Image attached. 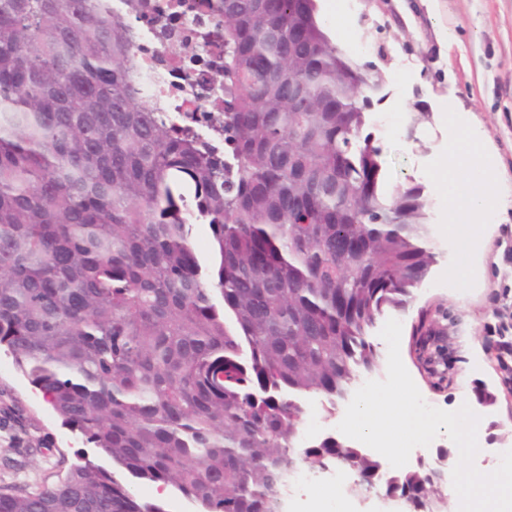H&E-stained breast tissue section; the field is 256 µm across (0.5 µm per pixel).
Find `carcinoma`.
Returning <instances> with one entry per match:
<instances>
[{"mask_svg": "<svg viewBox=\"0 0 512 512\" xmlns=\"http://www.w3.org/2000/svg\"><path fill=\"white\" fill-rule=\"evenodd\" d=\"M224 151L137 101L130 29L98 0H0V346L65 424L198 512H280L301 395L349 396L367 332L433 262L419 187L383 188L364 102L315 0H220ZM195 212L218 246L192 244ZM432 471L384 498L447 512ZM0 512H164L85 460Z\"/></svg>", "mask_w": 512, "mask_h": 512, "instance_id": "obj_1", "label": "carcinoma"}]
</instances>
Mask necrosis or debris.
<instances>
[{
    "label": "necrosis or debris",
    "instance_id": "4bbe7bcc",
    "mask_svg": "<svg viewBox=\"0 0 512 512\" xmlns=\"http://www.w3.org/2000/svg\"><path fill=\"white\" fill-rule=\"evenodd\" d=\"M196 2L150 0V10L133 15L125 0H100L103 9L129 22L136 47L132 79L140 100L212 140L224 119V95L199 69L205 61L223 63L224 39L216 14L197 11ZM165 25L189 36L200 53L198 61L167 50L159 38Z\"/></svg>",
    "mask_w": 512,
    "mask_h": 512
}]
</instances>
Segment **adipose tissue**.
Listing matches in <instances>:
<instances>
[{
  "label": "adipose tissue",
  "instance_id": "1",
  "mask_svg": "<svg viewBox=\"0 0 512 512\" xmlns=\"http://www.w3.org/2000/svg\"><path fill=\"white\" fill-rule=\"evenodd\" d=\"M448 161L456 178L455 192L448 201L451 218L448 232L456 239L459 250L458 263L450 269L449 275L459 279L467 273L469 256L475 246L474 221L491 202L496 179L489 146L471 143L464 132H450Z\"/></svg>",
  "mask_w": 512,
  "mask_h": 512
}]
</instances>
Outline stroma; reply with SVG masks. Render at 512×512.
Here are the masks:
<instances>
[{
    "label": "stroma",
    "mask_w": 512,
    "mask_h": 512,
    "mask_svg": "<svg viewBox=\"0 0 512 512\" xmlns=\"http://www.w3.org/2000/svg\"><path fill=\"white\" fill-rule=\"evenodd\" d=\"M317 17L353 62L373 66L385 77V97L374 111L393 115V133L373 122L365 132L381 150L384 188L421 187L434 262L406 307L385 308L370 331L378 366L387 373L388 346L380 336L386 320L402 324L400 355L423 398L445 411L458 410L462 392L489 393L482 421L484 445L512 441V372L487 348L488 329L512 324V0H357L352 25L336 19V0H316ZM363 38L357 50L352 36ZM469 129L490 144L498 159L495 206L482 223L492 232L481 250L472 288L441 287L455 262L457 242L449 238L448 130ZM445 330L428 344L438 366L428 375L417 360L413 327L420 316ZM114 472L136 495L155 501L154 483L132 478L79 432L66 426L0 347V488L33 489L63 477L79 456Z\"/></svg>",
    "instance_id": "stroma-1"
}]
</instances>
